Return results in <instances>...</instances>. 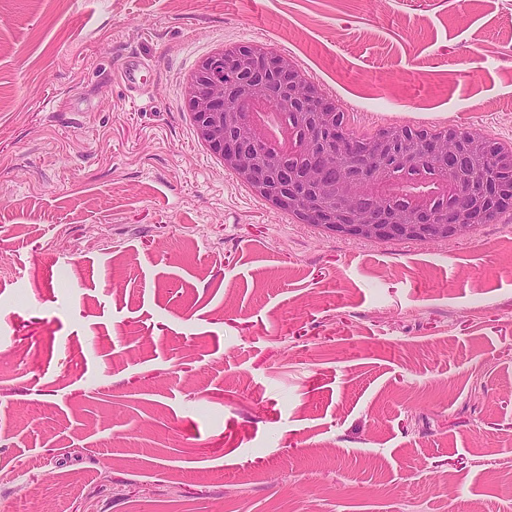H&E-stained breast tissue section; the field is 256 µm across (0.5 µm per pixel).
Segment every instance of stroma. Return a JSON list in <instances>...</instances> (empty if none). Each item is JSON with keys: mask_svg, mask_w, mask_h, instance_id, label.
Instances as JSON below:
<instances>
[{"mask_svg": "<svg viewBox=\"0 0 512 512\" xmlns=\"http://www.w3.org/2000/svg\"><path fill=\"white\" fill-rule=\"evenodd\" d=\"M257 43L355 135L512 142V0H0V512H512V208L284 216L185 92ZM147 69L138 57L128 56L120 67L121 79L132 92H141L144 86L141 72Z\"/></svg>", "mask_w": 512, "mask_h": 512, "instance_id": "stroma-1", "label": "stroma"}]
</instances>
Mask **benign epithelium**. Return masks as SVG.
Instances as JSON below:
<instances>
[{
	"instance_id": "obj_1",
	"label": "benign epithelium",
	"mask_w": 512,
	"mask_h": 512,
	"mask_svg": "<svg viewBox=\"0 0 512 512\" xmlns=\"http://www.w3.org/2000/svg\"><path fill=\"white\" fill-rule=\"evenodd\" d=\"M187 96L199 138L221 157L224 169L334 233L422 242L465 236L488 219L472 190L494 200L512 193V153H502L480 133L419 139L389 128L367 144L355 141L340 130L334 106L297 79L285 55L253 46L217 52L191 79ZM239 102L260 112L286 102L300 123L284 126L277 148L270 149L267 127L243 118ZM421 160L446 171L445 204L423 193L397 201L382 184L386 166Z\"/></svg>"
}]
</instances>
